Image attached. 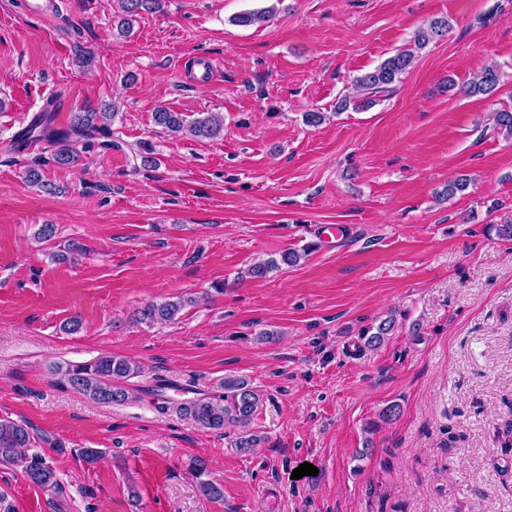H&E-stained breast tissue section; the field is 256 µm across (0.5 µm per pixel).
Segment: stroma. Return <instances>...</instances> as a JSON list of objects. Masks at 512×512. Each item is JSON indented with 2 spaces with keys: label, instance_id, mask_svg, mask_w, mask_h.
I'll return each mask as SVG.
<instances>
[{
  "label": "stroma",
  "instance_id": "35a3bbf8",
  "mask_svg": "<svg viewBox=\"0 0 512 512\" xmlns=\"http://www.w3.org/2000/svg\"><path fill=\"white\" fill-rule=\"evenodd\" d=\"M266 4L166 0L121 36L111 0H55L49 19L0 0V418L63 444L48 451L57 492L0 466V512H512V241L494 231L512 219V139L490 119L512 108V0H281L269 23L232 24ZM439 16L447 35L393 92L337 111L355 77ZM492 62L497 91L463 94ZM50 98L59 127L117 102L121 149L88 146L66 168L45 142L17 146ZM160 103L222 113L224 132L160 133ZM312 111L329 118L308 126ZM143 144L157 168L136 159ZM36 163L54 192L27 184ZM462 174L467 190L437 203ZM330 224L348 237L323 242ZM73 240L86 255L61 259ZM308 244L300 264L239 280ZM181 295L199 302L175 323L131 318ZM392 311L393 333L368 348L364 330ZM74 316L80 331L64 333ZM104 353L138 362L141 387L164 376L217 394L245 377L262 443L241 454L235 427L61 383ZM79 448L104 457L86 465ZM195 458L223 498L199 493ZM305 462L317 475L292 479Z\"/></svg>",
  "mask_w": 512,
  "mask_h": 512
}]
</instances>
